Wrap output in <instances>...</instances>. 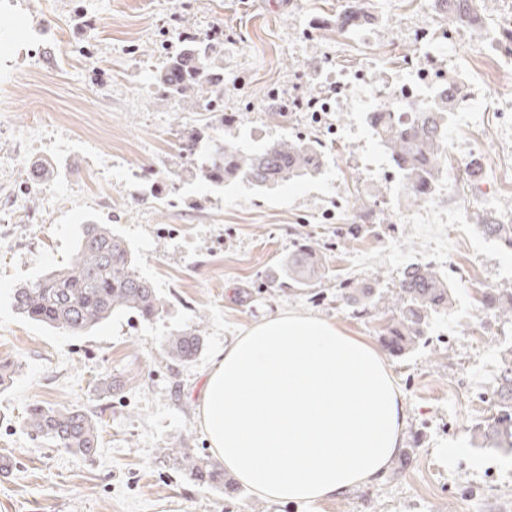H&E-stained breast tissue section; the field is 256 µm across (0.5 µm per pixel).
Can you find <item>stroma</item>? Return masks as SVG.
I'll return each mask as SVG.
<instances>
[{"label": "stroma", "mask_w": 512, "mask_h": 512, "mask_svg": "<svg viewBox=\"0 0 512 512\" xmlns=\"http://www.w3.org/2000/svg\"><path fill=\"white\" fill-rule=\"evenodd\" d=\"M348 0H0V359L18 364L0 386V512H296L241 489L197 485L179 449H211L200 423L205 372L225 343L281 311L318 315L380 344L393 315L388 298L402 269L439 268L454 289L451 314L428 319L424 342L385 362L408 415L404 449L378 483L354 488L320 512H512V455L481 448L469 430L492 420L501 347L512 326L485 312L484 290L512 289V251L478 229L483 212L512 224V84L489 81L476 63L479 29L448 27L431 0H365L373 24L337 31ZM222 36L211 56L224 74L225 138L246 149L317 138L319 175L258 189L243 180L214 188L180 139L211 119L177 113L155 76L185 35ZM465 75L448 116V160L481 158V178L443 179L429 203L387 180L386 149L365 121L377 88L417 68ZM348 69L361 84L315 126L284 112L289 97ZM54 166L33 176L35 162ZM360 198L361 213L348 205ZM458 218L433 241L425 209ZM111 225L138 257V271L165 303L159 318L118 315L74 336L19 317L18 285L66 265L87 220ZM370 231L352 240L347 225ZM309 240L325 247L326 274L313 288L288 285V257ZM353 278L376 305L355 316L337 297ZM202 325L191 363L159 342ZM81 406L101 418L92 459L32 439L28 405Z\"/></svg>", "instance_id": "1"}]
</instances>
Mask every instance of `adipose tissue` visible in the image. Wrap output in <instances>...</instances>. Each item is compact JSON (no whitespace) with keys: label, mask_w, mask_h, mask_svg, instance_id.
Here are the masks:
<instances>
[{"label":"adipose tissue","mask_w":512,"mask_h":512,"mask_svg":"<svg viewBox=\"0 0 512 512\" xmlns=\"http://www.w3.org/2000/svg\"><path fill=\"white\" fill-rule=\"evenodd\" d=\"M200 402L213 456L274 504L315 510L380 480L403 450L405 403L381 355L314 315L280 312L236 336Z\"/></svg>","instance_id":"ef3b65f1"}]
</instances>
